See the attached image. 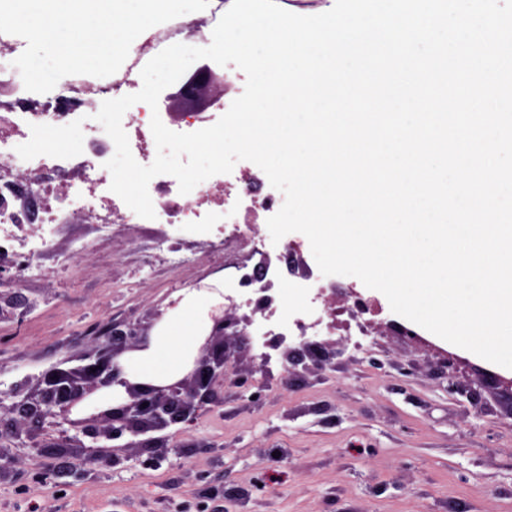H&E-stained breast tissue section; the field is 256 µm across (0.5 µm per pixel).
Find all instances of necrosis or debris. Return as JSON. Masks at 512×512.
<instances>
[{"instance_id": "1", "label": "necrosis or debris", "mask_w": 512, "mask_h": 512, "mask_svg": "<svg viewBox=\"0 0 512 512\" xmlns=\"http://www.w3.org/2000/svg\"><path fill=\"white\" fill-rule=\"evenodd\" d=\"M22 49L7 34L0 33V87H11L14 100L0 112V281L13 288L34 279L46 268L43 260L52 247L51 227L71 223L76 212L97 216V236L93 243L75 242V252L87 246L111 245L110 226L128 210L124 201L110 189L111 174L106 162L114 155L112 139L98 134L91 111L97 102L137 92V80L145 65L141 56L126 59L120 69L105 82L89 85L77 75L64 93L35 98L25 89L14 61ZM152 111L147 104L131 106L122 118V127L130 131L129 146L135 160L143 165L154 160L149 150L152 135ZM80 143L78 152L35 150L18 155L20 141H36L46 133ZM77 172L76 180L58 189L54 176ZM214 193L203 195L197 203L186 201L175 177L162 174L149 183L156 227V250L147 256L142 270L151 273L156 263L165 264L172 273H180L186 258L181 241L206 238L214 229H222V251L230 265L235 285L242 287V300H279L282 277L293 278V290L309 295L312 289H336L337 282L320 271L294 265L304 247L301 237H288L281 252L266 250L258 241L256 226L266 213L283 204L280 192L269 187L266 174L258 166L239 168L233 178L215 175ZM254 338L263 358H270V338L290 343L305 336H327L331 326L323 317L284 319L275 310L262 313Z\"/></svg>"}]
</instances>
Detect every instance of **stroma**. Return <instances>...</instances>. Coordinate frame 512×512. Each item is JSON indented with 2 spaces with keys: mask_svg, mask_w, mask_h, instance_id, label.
Listing matches in <instances>:
<instances>
[{
  "mask_svg": "<svg viewBox=\"0 0 512 512\" xmlns=\"http://www.w3.org/2000/svg\"><path fill=\"white\" fill-rule=\"evenodd\" d=\"M112 249L76 262L86 279L53 272L9 290L0 319V405L11 406L53 368L79 366L105 342L96 324L149 329L154 312L208 291L224 301V256L197 244L177 276L139 274L138 224L111 227ZM336 297L338 354L324 372L276 356L257 396L225 385L211 412L167 428L168 458L149 446L110 465L54 464L58 427L8 448L0 512H512V369L492 364L395 314L349 277ZM367 350L350 330L356 297Z\"/></svg>",
  "mask_w": 512,
  "mask_h": 512,
  "instance_id": "stroma-1",
  "label": "stroma"
}]
</instances>
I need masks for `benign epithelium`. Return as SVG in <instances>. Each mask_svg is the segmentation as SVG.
<instances>
[{
	"label": "benign epithelium",
	"mask_w": 512,
	"mask_h": 512,
	"mask_svg": "<svg viewBox=\"0 0 512 512\" xmlns=\"http://www.w3.org/2000/svg\"><path fill=\"white\" fill-rule=\"evenodd\" d=\"M224 77L209 66L198 67L178 90L179 111L189 102H207ZM235 303L221 304L208 313L206 330L194 338L185 368L165 380H142L124 372V363L150 348L149 336L129 325H112V344L103 345L95 360L71 369H54L38 379L36 388L10 408L15 414L11 436H31L32 428L49 418H61L83 437L94 442L80 464L115 461L116 452L138 448V437L149 432L155 448L167 447L162 435L173 424L192 425L209 411L218 390L237 367L241 350L251 348L247 328L252 319L236 314ZM302 351L311 359V369L323 371L336 356V344L315 342L289 349L285 358ZM126 439L118 447L104 448L96 442Z\"/></svg>",
	"instance_id": "7a95c632"
}]
</instances>
